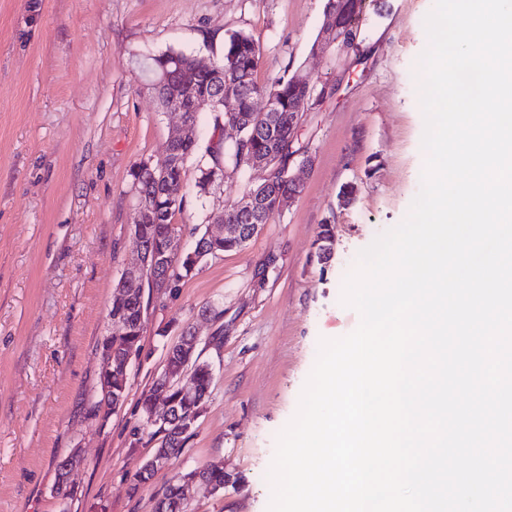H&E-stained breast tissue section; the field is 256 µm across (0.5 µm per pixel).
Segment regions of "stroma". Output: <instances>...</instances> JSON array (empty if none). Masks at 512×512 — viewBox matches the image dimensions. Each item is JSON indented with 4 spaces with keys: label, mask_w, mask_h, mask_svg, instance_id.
<instances>
[{
    "label": "stroma",
    "mask_w": 512,
    "mask_h": 512,
    "mask_svg": "<svg viewBox=\"0 0 512 512\" xmlns=\"http://www.w3.org/2000/svg\"><path fill=\"white\" fill-rule=\"evenodd\" d=\"M325 2L0 0V512H155L176 474L211 466L223 467L224 488L192 486L186 512H268L277 438L319 341L360 323L341 303L343 283L359 252L406 218L426 165L417 73L434 0H366L349 53L314 46ZM237 30L264 49L259 85L289 71L336 87L300 119L288 163L300 192L242 250L151 301L123 404L91 419L132 247L129 171L176 133L141 67L169 50L211 61ZM261 180L241 171L176 214L182 250L203 211ZM325 225L334 240L321 259ZM188 326L212 391L175 463L136 488L154 453L141 398ZM75 452L78 493L65 506L57 464Z\"/></svg>",
    "instance_id": "1"
}]
</instances>
